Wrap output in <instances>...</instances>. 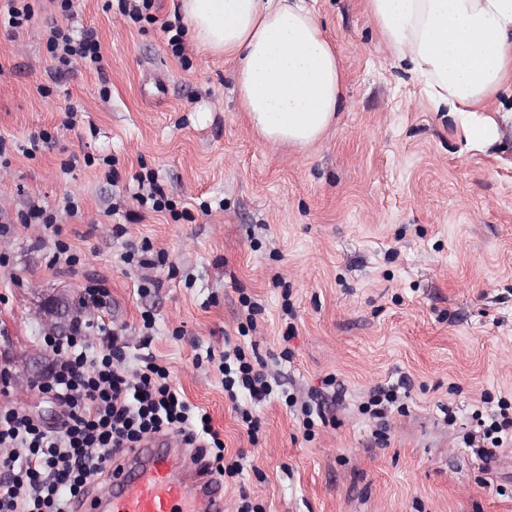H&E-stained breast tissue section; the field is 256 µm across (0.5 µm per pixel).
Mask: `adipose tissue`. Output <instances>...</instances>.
Masks as SVG:
<instances>
[{
  "instance_id": "adipose-tissue-1",
  "label": "adipose tissue",
  "mask_w": 512,
  "mask_h": 512,
  "mask_svg": "<svg viewBox=\"0 0 512 512\" xmlns=\"http://www.w3.org/2000/svg\"><path fill=\"white\" fill-rule=\"evenodd\" d=\"M388 50L469 143L499 141L512 98V0H363ZM200 51L234 64L240 108L265 142L304 151L335 125L345 71L305 0H179Z\"/></svg>"
}]
</instances>
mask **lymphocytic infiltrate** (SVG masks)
I'll use <instances>...</instances> for the list:
<instances>
[{"label":"lymphocytic infiltrate","mask_w":512,"mask_h":512,"mask_svg":"<svg viewBox=\"0 0 512 512\" xmlns=\"http://www.w3.org/2000/svg\"><path fill=\"white\" fill-rule=\"evenodd\" d=\"M46 52L61 66L81 62L99 67L101 46L94 31L73 32L51 26ZM97 330L104 347L90 353L87 336ZM43 346L56 363L46 387L59 401L60 427L44 425L20 408L0 409V512H67L111 467L117 455L143 439L172 432L190 445L211 449L210 467L221 476L236 477L238 461H225L224 442L213 431L208 414L196 411L169 380V371L155 360L131 370L123 362L127 341L105 322L83 320L64 337L44 334ZM220 368L224 395L236 403L249 434L258 421L237 400L246 394L261 401L274 391L263 361L252 360L243 347L227 345ZM476 429L462 437L480 460L512 443V404L498 401L496 409L475 410Z\"/></svg>","instance_id":"1"}]
</instances>
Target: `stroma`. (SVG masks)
I'll list each match as a JSON object with an SVG mask.
<instances>
[{"instance_id":"obj_1","label":"stroma","mask_w":512,"mask_h":512,"mask_svg":"<svg viewBox=\"0 0 512 512\" xmlns=\"http://www.w3.org/2000/svg\"><path fill=\"white\" fill-rule=\"evenodd\" d=\"M116 2L73 0L74 25L101 43L97 71H56L44 47L65 22L54 0H32L16 38L0 30V214L15 218L33 197L57 217L56 229L0 237V371L40 347L41 300H77L96 280L111 297L89 316L124 329L127 367L166 366L226 459H241L227 504L244 491L266 512H512V446L485 464L461 443L481 399L512 403V128L490 146L466 142L380 44L360 0H312L344 66L342 109L316 146L271 145L239 108L232 63L165 32L178 0H153L137 21ZM34 136L45 142L29 157ZM141 175L169 210L138 206ZM58 240L74 264H52ZM145 240L153 268L124 264ZM228 342L268 364L290 349L284 392L322 391L327 423L305 437L275 394L252 405L260 429L249 438L216 363ZM402 376L405 410L378 440L360 408ZM8 406L60 421L58 401L35 387L0 382Z\"/></svg>"}]
</instances>
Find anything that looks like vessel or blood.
Returning <instances> with one entry per match:
<instances>
[{
  "label": "vessel or blood",
  "mask_w": 512,
  "mask_h": 512,
  "mask_svg": "<svg viewBox=\"0 0 512 512\" xmlns=\"http://www.w3.org/2000/svg\"><path fill=\"white\" fill-rule=\"evenodd\" d=\"M94 512H224V484L204 456L179 468L171 449L154 438L119 455L108 474V490Z\"/></svg>",
  "instance_id": "b4317fda"
}]
</instances>
